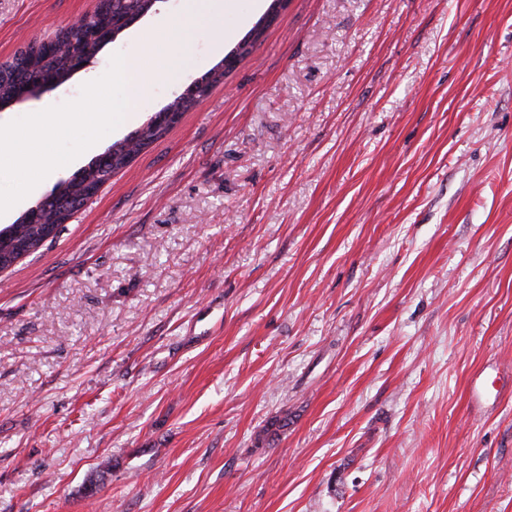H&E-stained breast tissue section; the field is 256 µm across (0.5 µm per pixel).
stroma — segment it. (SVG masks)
Segmentation results:
<instances>
[{"label":"stroma","mask_w":512,"mask_h":512,"mask_svg":"<svg viewBox=\"0 0 512 512\" xmlns=\"http://www.w3.org/2000/svg\"><path fill=\"white\" fill-rule=\"evenodd\" d=\"M184 4L97 54L142 34L145 74L166 76L17 213L265 14ZM94 6L0 0V62ZM161 17L179 39L151 32ZM483 370L499 395L478 409ZM0 512H512V0H289L1 271Z\"/></svg>","instance_id":"35a3bbf8"}]
</instances>
